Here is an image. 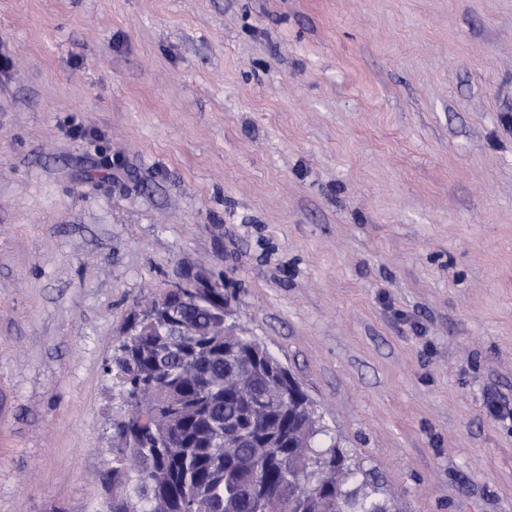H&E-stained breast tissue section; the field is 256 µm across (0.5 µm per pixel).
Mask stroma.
I'll return each mask as SVG.
<instances>
[{
	"label": "stroma",
	"instance_id": "35a3bbf8",
	"mask_svg": "<svg viewBox=\"0 0 512 512\" xmlns=\"http://www.w3.org/2000/svg\"><path fill=\"white\" fill-rule=\"evenodd\" d=\"M0 512H97L138 301L222 277L391 512H512V0H0Z\"/></svg>",
	"mask_w": 512,
	"mask_h": 512
}]
</instances>
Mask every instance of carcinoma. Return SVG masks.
<instances>
[{
  "label": "carcinoma",
  "mask_w": 512,
  "mask_h": 512,
  "mask_svg": "<svg viewBox=\"0 0 512 512\" xmlns=\"http://www.w3.org/2000/svg\"><path fill=\"white\" fill-rule=\"evenodd\" d=\"M234 295L180 288L171 311L105 362L125 397H139L112 436V512H388L354 483L308 395L288 394V370L234 324L209 326Z\"/></svg>",
  "instance_id": "1"
}]
</instances>
